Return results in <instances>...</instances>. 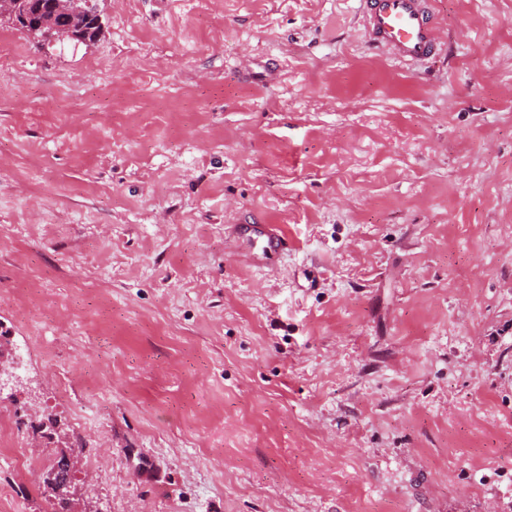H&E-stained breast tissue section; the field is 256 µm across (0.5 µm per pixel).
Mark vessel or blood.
Listing matches in <instances>:
<instances>
[{
	"label": "vessel or blood",
	"mask_w": 512,
	"mask_h": 512,
	"mask_svg": "<svg viewBox=\"0 0 512 512\" xmlns=\"http://www.w3.org/2000/svg\"><path fill=\"white\" fill-rule=\"evenodd\" d=\"M360 7L373 46L387 47L403 61H423L435 56L442 34L429 0H360ZM237 235L256 263L288 248L287 238L272 224H241Z\"/></svg>",
	"instance_id": "b4317fda"
}]
</instances>
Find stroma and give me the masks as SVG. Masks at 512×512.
<instances>
[{
  "label": "stroma",
  "instance_id": "stroma-1",
  "mask_svg": "<svg viewBox=\"0 0 512 512\" xmlns=\"http://www.w3.org/2000/svg\"><path fill=\"white\" fill-rule=\"evenodd\" d=\"M99 6L0 19V411L104 450L71 512H512V0L421 63L358 0ZM28 3L37 5L42 10L40 15L33 16V18L51 17L54 16V23L60 26L52 27L50 30L52 40H63L70 35L72 24L78 20L91 15L92 13L98 14V4L94 5V0H57L58 11L60 14L65 15L63 18L56 12V0H24ZM69 22V25L67 24ZM236 231L248 248L249 259L254 263H263L269 255L288 249V239L273 224H239ZM258 242L260 245L257 247Z\"/></svg>",
  "mask_w": 512,
  "mask_h": 512
}]
</instances>
